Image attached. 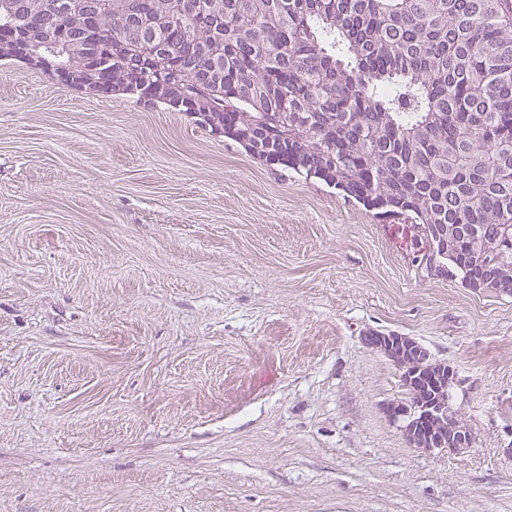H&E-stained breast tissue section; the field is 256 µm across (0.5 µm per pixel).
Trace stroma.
I'll use <instances>...</instances> for the list:
<instances>
[{"instance_id":"35a3bbf8","label":"stroma","mask_w":512,"mask_h":512,"mask_svg":"<svg viewBox=\"0 0 512 512\" xmlns=\"http://www.w3.org/2000/svg\"><path fill=\"white\" fill-rule=\"evenodd\" d=\"M196 117L0 58V512H512V296ZM408 336L467 452L411 446ZM363 342L366 346L377 349L388 356L401 369L408 367L412 363H419L418 346L414 342L404 340L400 341L398 334H379L369 333L364 336ZM379 345V347H378Z\"/></svg>"}]
</instances>
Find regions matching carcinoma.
<instances>
[{
  "instance_id": "1",
  "label": "carcinoma",
  "mask_w": 512,
  "mask_h": 512,
  "mask_svg": "<svg viewBox=\"0 0 512 512\" xmlns=\"http://www.w3.org/2000/svg\"><path fill=\"white\" fill-rule=\"evenodd\" d=\"M23 20L0 0V30L27 24L29 54L46 34H99L96 62L126 49L124 21L154 17L175 52L155 74L186 79L224 42V93L214 98L222 133L249 129L266 146L242 145L268 165L314 177L385 216H404L425 244L416 267L466 288H498L512 268V16L501 0H208L214 9L176 16L169 0H34ZM453 230L448 258L431 243ZM366 346L399 367L420 363L418 346L370 333ZM428 386L409 400L448 405V363L428 360ZM454 416L427 434H454Z\"/></svg>"
}]
</instances>
